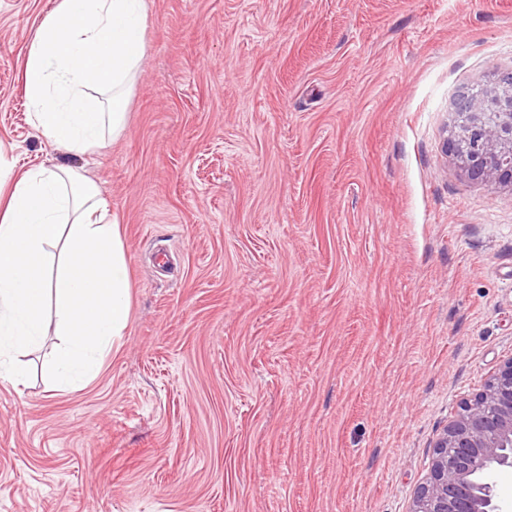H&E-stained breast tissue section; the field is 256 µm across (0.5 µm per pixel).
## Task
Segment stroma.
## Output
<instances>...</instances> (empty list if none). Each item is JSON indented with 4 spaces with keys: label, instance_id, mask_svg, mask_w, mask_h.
I'll return each mask as SVG.
<instances>
[{
    "label": "stroma",
    "instance_id": "obj_1",
    "mask_svg": "<svg viewBox=\"0 0 512 512\" xmlns=\"http://www.w3.org/2000/svg\"><path fill=\"white\" fill-rule=\"evenodd\" d=\"M56 0H0V157L68 161L22 64ZM128 130L86 165L129 325L53 389L0 382V512H411L512 356V189L443 151L512 70V0H145Z\"/></svg>",
    "mask_w": 512,
    "mask_h": 512
}]
</instances>
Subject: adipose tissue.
Wrapping results in <instances>:
<instances>
[{
    "mask_svg": "<svg viewBox=\"0 0 512 512\" xmlns=\"http://www.w3.org/2000/svg\"><path fill=\"white\" fill-rule=\"evenodd\" d=\"M145 29V0H57L32 30L23 66L47 142L81 159L124 135ZM130 288L121 226L81 167L18 174L0 159V380L21 383L15 357L37 348L50 323L60 342L43 374L61 389L95 378L128 326Z\"/></svg>",
    "mask_w": 512,
    "mask_h": 512,
    "instance_id": "ef3b65f1",
    "label": "adipose tissue"
}]
</instances>
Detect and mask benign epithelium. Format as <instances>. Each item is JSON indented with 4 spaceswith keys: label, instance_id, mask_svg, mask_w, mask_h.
Returning <instances> with one entry per match:
<instances>
[{
    "label": "benign epithelium",
    "instance_id": "benign-epithelium-1",
    "mask_svg": "<svg viewBox=\"0 0 512 512\" xmlns=\"http://www.w3.org/2000/svg\"><path fill=\"white\" fill-rule=\"evenodd\" d=\"M458 131L449 149L473 180L512 187V73L456 103ZM430 474L412 512H500L493 486L475 475L512 467V356L481 392L465 397L434 445Z\"/></svg>",
    "mask_w": 512,
    "mask_h": 512
}]
</instances>
